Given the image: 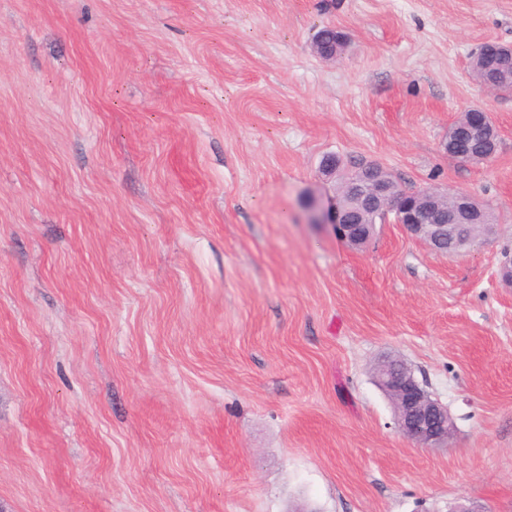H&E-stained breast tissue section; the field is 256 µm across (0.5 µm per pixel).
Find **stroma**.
Returning a JSON list of instances; mask_svg holds the SVG:
<instances>
[{
    "mask_svg": "<svg viewBox=\"0 0 512 512\" xmlns=\"http://www.w3.org/2000/svg\"><path fill=\"white\" fill-rule=\"evenodd\" d=\"M347 38L321 58L322 27ZM512 0H0V512H512ZM491 161L449 156L467 109ZM330 156L463 191L431 251L307 220ZM403 359L446 447L397 428ZM496 57L486 51L474 57L471 65L473 77L482 85L489 88L502 85L504 88L512 86V59Z\"/></svg>",
    "mask_w": 512,
    "mask_h": 512,
    "instance_id": "1",
    "label": "stroma"
}]
</instances>
